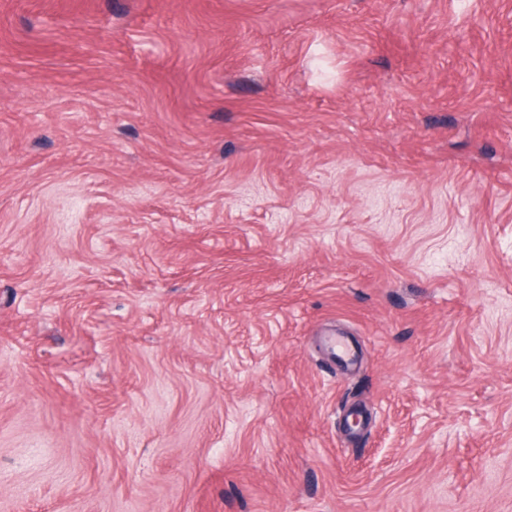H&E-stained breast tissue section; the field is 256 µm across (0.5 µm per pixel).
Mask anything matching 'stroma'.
I'll use <instances>...</instances> for the list:
<instances>
[{
  "mask_svg": "<svg viewBox=\"0 0 512 512\" xmlns=\"http://www.w3.org/2000/svg\"><path fill=\"white\" fill-rule=\"evenodd\" d=\"M0 512H512V0H0Z\"/></svg>",
  "mask_w": 512,
  "mask_h": 512,
  "instance_id": "stroma-1",
  "label": "stroma"
}]
</instances>
